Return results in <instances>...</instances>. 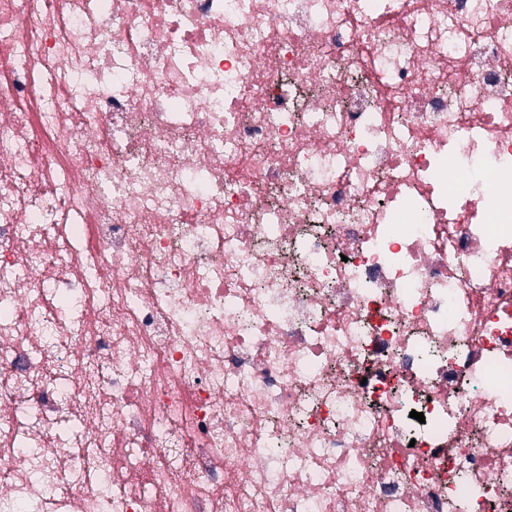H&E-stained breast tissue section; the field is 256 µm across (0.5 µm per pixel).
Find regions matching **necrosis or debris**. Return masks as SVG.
<instances>
[{
  "mask_svg": "<svg viewBox=\"0 0 512 512\" xmlns=\"http://www.w3.org/2000/svg\"><path fill=\"white\" fill-rule=\"evenodd\" d=\"M21 504L512 512V0H0Z\"/></svg>",
  "mask_w": 512,
  "mask_h": 512,
  "instance_id": "obj_1",
  "label": "necrosis or debris"
}]
</instances>
